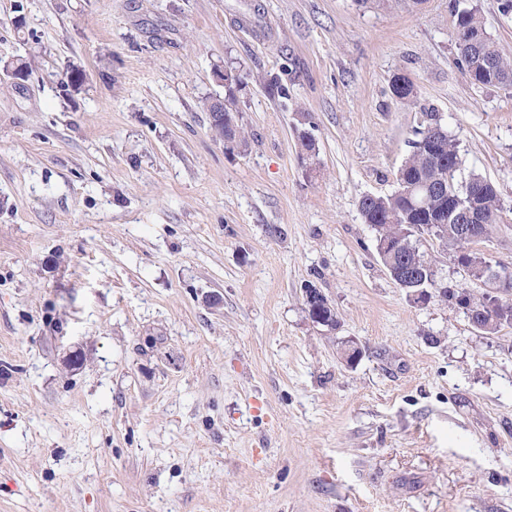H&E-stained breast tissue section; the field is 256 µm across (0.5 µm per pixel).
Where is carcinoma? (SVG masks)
<instances>
[{
  "label": "carcinoma",
  "mask_w": 512,
  "mask_h": 512,
  "mask_svg": "<svg viewBox=\"0 0 512 512\" xmlns=\"http://www.w3.org/2000/svg\"><path fill=\"white\" fill-rule=\"evenodd\" d=\"M455 16L457 29H485L482 17L473 7L457 9ZM479 52L485 60L494 63L497 70L486 73L473 66L470 48L459 47L456 64L469 83L477 88L512 89V60L500 53L491 36L484 38ZM244 80L245 77L240 75L238 81L225 87L224 113L237 112L236 91ZM421 133L423 140L412 143L410 155L399 169L398 189L387 196L363 200L360 209L363 222L375 226L377 237L388 243L390 256L396 257L400 264L414 265L418 282L434 273L433 260L417 247L419 238L425 234L442 242L457 264L466 265L471 261L467 244L460 239L458 221L441 219L449 204L477 191V203L488 234L493 225L501 222L504 211L497 187L487 178L472 174L464 182L457 180L461 166L458 142L443 126L429 122ZM443 296L455 299L465 314L481 315L483 323L489 325L485 330L487 334H496L501 328L512 326V296H502L493 303H486L464 290L450 294L445 289Z\"/></svg>",
  "instance_id": "1"
}]
</instances>
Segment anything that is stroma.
I'll list each match as a JSON object with an SVG mask.
<instances>
[{
    "instance_id": "35a3bbf8",
    "label": "stroma",
    "mask_w": 512,
    "mask_h": 512,
    "mask_svg": "<svg viewBox=\"0 0 512 512\" xmlns=\"http://www.w3.org/2000/svg\"><path fill=\"white\" fill-rule=\"evenodd\" d=\"M469 3L512 58V14ZM454 7L0 0V512H512V327L440 296L487 287L434 239L414 301L359 212L437 114L512 267V90L468 83ZM226 70L244 152L205 108Z\"/></svg>"
}]
</instances>
